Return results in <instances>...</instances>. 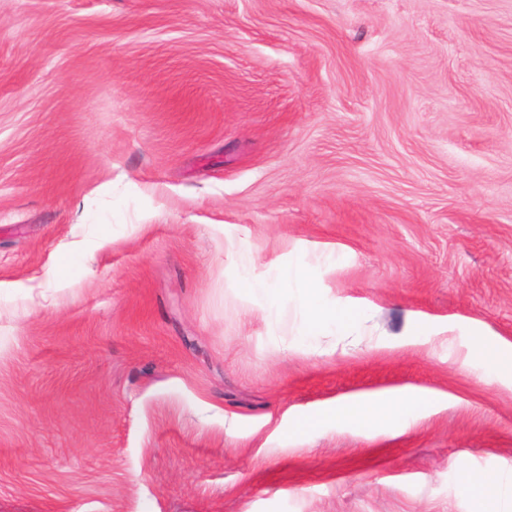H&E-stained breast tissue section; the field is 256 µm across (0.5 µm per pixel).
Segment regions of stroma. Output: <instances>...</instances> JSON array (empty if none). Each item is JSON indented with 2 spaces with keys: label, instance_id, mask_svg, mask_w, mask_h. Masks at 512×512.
I'll return each instance as SVG.
<instances>
[{
  "label": "stroma",
  "instance_id": "obj_1",
  "mask_svg": "<svg viewBox=\"0 0 512 512\" xmlns=\"http://www.w3.org/2000/svg\"><path fill=\"white\" fill-rule=\"evenodd\" d=\"M496 343L512 0H0V512H501ZM280 278L288 283V292H296L309 325L308 336H314L316 332L326 328L336 329L343 325V322L336 317V311L323 308L316 302L313 285L301 267H288V270L281 272ZM428 401L426 394L415 390L389 391L377 394L365 402L338 403L335 410L331 412V417L355 419L384 417L401 421Z\"/></svg>",
  "mask_w": 512,
  "mask_h": 512
}]
</instances>
